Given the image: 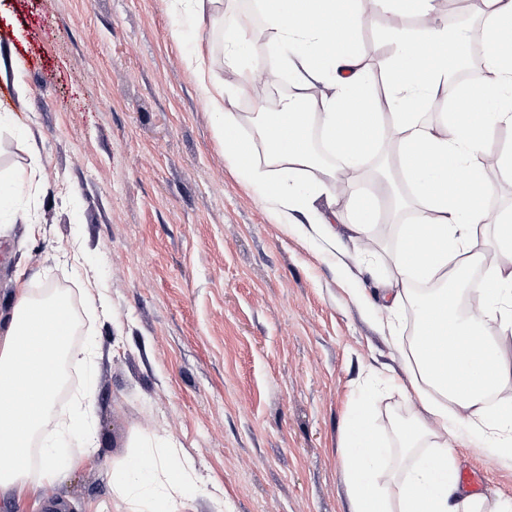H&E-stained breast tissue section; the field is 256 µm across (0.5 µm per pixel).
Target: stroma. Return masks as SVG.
Here are the masks:
<instances>
[{
  "mask_svg": "<svg viewBox=\"0 0 512 512\" xmlns=\"http://www.w3.org/2000/svg\"><path fill=\"white\" fill-rule=\"evenodd\" d=\"M363 65L386 68L389 15L363 0ZM170 0H0V113L28 128L39 154L0 129V178L36 165L27 189L40 232L0 238V311L16 280L51 284L75 306L103 289L94 320L102 358L92 376L98 447L26 505L0 512H123L110 474L141 437L171 441L198 478L184 512H350L342 476L345 420L369 399L397 448L394 409L420 404L400 349L415 309H389L382 285L414 208L385 215L363 257L345 222L329 248L305 224H284L224 156L215 119L185 59L203 52L254 132L272 92L225 65L221 26L181 27ZM22 80L28 93L17 97ZM80 241L81 264L63 253ZM400 324L399 338L383 330ZM453 453L473 471L483 512H512V461L458 424Z\"/></svg>",
  "mask_w": 512,
  "mask_h": 512,
  "instance_id": "obj_1",
  "label": "stroma"
}]
</instances>
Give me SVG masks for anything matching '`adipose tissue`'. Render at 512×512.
I'll list each match as a JSON object with an SVG mask.
<instances>
[{"label": "adipose tissue", "mask_w": 512, "mask_h": 512, "mask_svg": "<svg viewBox=\"0 0 512 512\" xmlns=\"http://www.w3.org/2000/svg\"><path fill=\"white\" fill-rule=\"evenodd\" d=\"M394 23L393 50L379 80L384 97L372 96L375 78L355 49L368 16L357 0H259L271 47L283 48L295 96L280 111L259 112L255 133H240V117L227 106L224 77L199 55L186 64L197 76L216 118L224 155L243 169L282 219L304 216L312 231L335 244L336 211L315 208L334 197L343 169L366 172L389 153V185L404 181L417 221L403 225L391 255L398 273L386 295L417 306V324L404 351L412 388L422 406L411 424L397 427L403 466H381L389 450L372 427L368 404L347 419L343 472L352 512H481L479 501L459 499L457 465L448 450L452 426L466 422L487 435L497 452L512 458V377L502 370L504 339L512 337V265L485 262L483 250L512 253V209L489 215L482 202L493 195L484 162L497 156L512 174V150L496 132L512 127V0H482V35L492 50L489 79L459 84L448 62L456 40L433 24L434 0H386ZM327 83L329 94L311 89ZM452 103L440 128L430 126L421 105ZM339 166L299 183L315 168L312 137ZM264 145L266 162L255 158ZM473 281L479 313L464 314L461 283ZM80 327L70 295L57 288H16L0 312V494L26 503L34 490L58 481L61 471L96 452L92 390H78L67 417L52 416L64 367L91 369L93 348L74 346ZM434 449L416 450L427 438ZM176 450L144 439L111 476L112 494L125 512H180L179 497L195 488L191 466Z\"/></svg>", "instance_id": "adipose-tissue-1"}]
</instances>
